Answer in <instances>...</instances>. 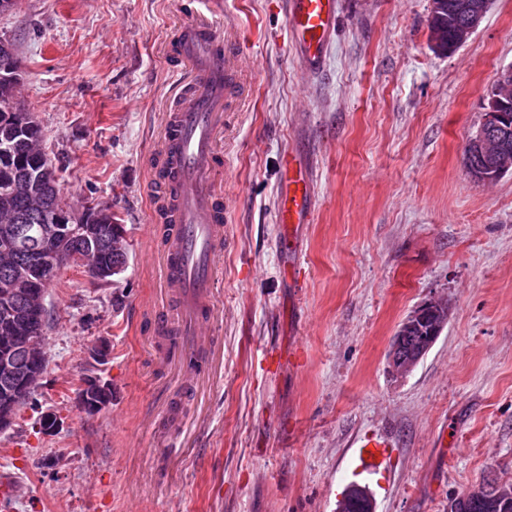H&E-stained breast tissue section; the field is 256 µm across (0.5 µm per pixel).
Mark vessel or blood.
Returning a JSON list of instances; mask_svg holds the SVG:
<instances>
[{
  "instance_id": "1",
  "label": "vessel or blood",
  "mask_w": 512,
  "mask_h": 512,
  "mask_svg": "<svg viewBox=\"0 0 512 512\" xmlns=\"http://www.w3.org/2000/svg\"><path fill=\"white\" fill-rule=\"evenodd\" d=\"M337 0H287L292 43L305 63L319 67L336 31ZM179 60L188 65L176 85V104L163 117L157 181L152 189L154 219L174 222L162 249L160 281L177 302L176 314L191 335L207 339L215 320L220 259L230 245L224 227V197L215 186L216 137L224 127V103L237 92V72L214 19L184 24L176 40ZM313 175L295 153L285 157L279 183L281 224L306 223L313 206ZM387 441L360 440L355 474L372 473L387 459Z\"/></svg>"
}]
</instances>
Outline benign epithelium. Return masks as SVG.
<instances>
[{
    "label": "benign epithelium",
    "instance_id": "7a95c632",
    "mask_svg": "<svg viewBox=\"0 0 512 512\" xmlns=\"http://www.w3.org/2000/svg\"><path fill=\"white\" fill-rule=\"evenodd\" d=\"M483 12L477 9L471 13L467 20L459 23L453 30V39H448L445 29L433 26L429 30L431 47L438 53L451 54L465 44L471 35L480 26ZM21 81V67L16 56L7 42L0 43V91L11 97L15 111H17L15 123L21 124V118H29L25 109L17 102V87ZM512 97V80L505 77L496 89V94L489 100L490 109L486 112L485 124L496 128L500 126L498 112L502 99ZM509 132H504L499 137H487L480 132L469 138L464 147L465 156L479 155L486 160V165L472 169V177L480 182L492 183L507 173L512 172V152L508 149L506 141ZM58 225L55 229V237L64 241L72 238H81L83 244L74 250L64 246H50L43 250L40 262L32 267H23L16 270L12 278L13 292L21 295H32L38 299V305L32 308L35 319L43 318L46 308V297L51 287L53 276L58 268L65 265H79L92 276L107 280L112 277V265L101 264L93 261V256L100 248L99 235L92 225L101 223V217L97 209L91 205H84L80 209L63 208L56 212L52 218ZM429 311L436 320V331L443 330L448 310L444 303L431 301L424 306L414 309L402 322L396 341L393 343L389 355V363L392 372L399 376L408 375L426 352L432 347L436 337L421 344L419 348L408 355L400 354L402 338L415 329L424 311ZM25 354L30 363L31 371L12 392L8 402L0 406V431L8 430L15 422V416L11 408L18 403L27 401L34 387L40 385L43 372L48 359L47 347L39 338L28 341L25 345ZM112 403V384L104 380L100 375H88L85 377L81 391L78 393V406L84 412L97 413Z\"/></svg>",
    "mask_w": 512,
    "mask_h": 512
}]
</instances>
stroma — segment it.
I'll list each match as a JSON object with an SVG mask.
<instances>
[{"instance_id": "1", "label": "stroma", "mask_w": 512, "mask_h": 512, "mask_svg": "<svg viewBox=\"0 0 512 512\" xmlns=\"http://www.w3.org/2000/svg\"><path fill=\"white\" fill-rule=\"evenodd\" d=\"M196 0H21L0 39L21 103L75 206L124 224L125 270L63 269L48 367L0 432L13 512H336L351 482L376 512H448L484 480L512 483V174L471 177L462 146L512 66V0H493L453 54L428 40L430 0H338L325 64L307 69L282 0H224L241 71L220 138L227 232L214 349L187 377L153 332L172 311L146 193L172 106L173 44ZM311 167L314 207L288 251L277 223L285 153ZM121 305H113V298ZM448 319L406 376L392 339L417 306ZM107 341L112 403L81 411L89 352ZM59 420L40 430L45 414ZM391 458L353 477L350 447Z\"/></svg>"}]
</instances>
